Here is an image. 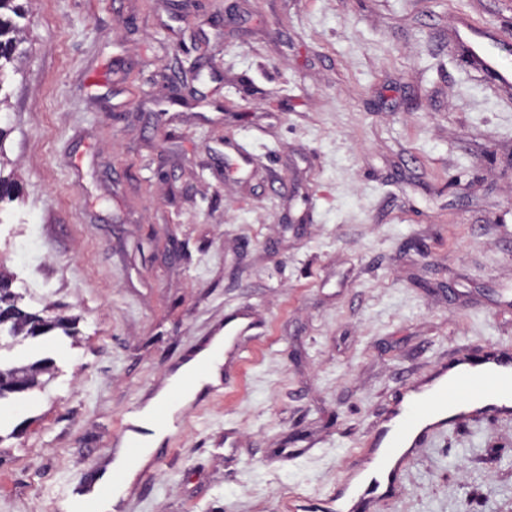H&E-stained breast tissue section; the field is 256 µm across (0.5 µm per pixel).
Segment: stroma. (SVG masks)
Segmentation results:
<instances>
[{"label":"stroma","instance_id":"1","mask_svg":"<svg viewBox=\"0 0 512 512\" xmlns=\"http://www.w3.org/2000/svg\"><path fill=\"white\" fill-rule=\"evenodd\" d=\"M0 262L80 318L1 408L0 512H50L245 311L117 512H336L394 395L512 347V86L459 56L512 0H22ZM244 156H225L226 142ZM363 512H512V417L452 422ZM225 328V365L224 380L227 376V367L235 361L245 358L246 351L241 347L240 339L245 332L254 328L253 323L245 316L235 317L224 323ZM235 335V336H231Z\"/></svg>","mask_w":512,"mask_h":512}]
</instances>
